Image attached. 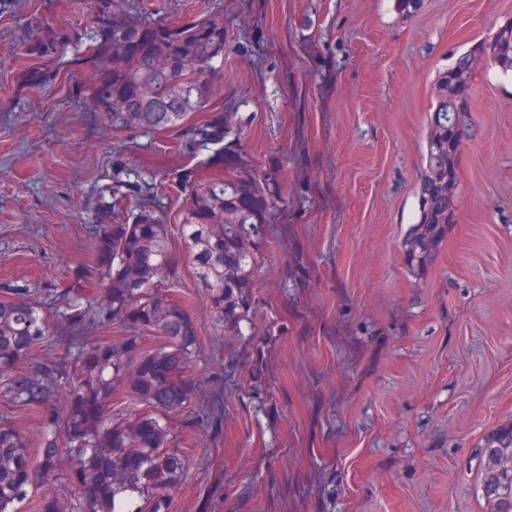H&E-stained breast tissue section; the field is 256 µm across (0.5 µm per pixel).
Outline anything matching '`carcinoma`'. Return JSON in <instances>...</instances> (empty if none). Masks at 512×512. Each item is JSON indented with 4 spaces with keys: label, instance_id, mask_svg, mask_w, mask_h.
Returning <instances> with one entry per match:
<instances>
[{
    "label": "carcinoma",
    "instance_id": "carcinoma-1",
    "mask_svg": "<svg viewBox=\"0 0 512 512\" xmlns=\"http://www.w3.org/2000/svg\"><path fill=\"white\" fill-rule=\"evenodd\" d=\"M114 0H94L96 30L88 52L109 60L87 97L90 110L116 131H164L183 127L186 117L204 109L216 93V63L224 58V14L181 24H147ZM486 61L512 72V22L459 55L433 85L426 150L419 176L418 219L404 248L412 266L432 262L438 242L455 215L459 186L458 154L448 149V128L468 141L473 128L466 112H453L462 87H471L477 64ZM229 116L218 114L199 130L224 138ZM266 205L256 185L217 177L194 191L180 234L200 287L224 327L240 330L250 304L248 288L255 271V244L265 223ZM108 208L90 226L92 278L103 282L95 300L74 310L70 323L79 340L88 329L122 323L130 334L99 336L76 346L69 389L59 392L53 366L10 382L14 403L35 408L47 433L37 455L29 453L18 429L0 425V512H20L30 491L67 467L77 503L45 492L40 512H117V500L134 493L143 501L136 512H168L169 492L187 470L185 456L168 447L170 422L191 412L196 400L212 401L220 387L214 379L188 373L196 355L198 327L188 307L158 288L170 266L167 227L159 195L141 200L126 220ZM162 344L144 350V333ZM51 333L33 303L19 296L0 300V373L28 360ZM154 413L112 422L116 390ZM512 449V429L488 436L479 447L482 496L490 512H512V466L487 457L485 449Z\"/></svg>",
    "mask_w": 512,
    "mask_h": 512
}]
</instances>
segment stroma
<instances>
[{
	"label": "stroma",
	"instance_id": "35a3bbf8",
	"mask_svg": "<svg viewBox=\"0 0 512 512\" xmlns=\"http://www.w3.org/2000/svg\"><path fill=\"white\" fill-rule=\"evenodd\" d=\"M161 23L224 13V65L188 130L119 132L86 105L91 0H0V299L17 290L52 334L35 358L66 390L70 313L90 298L87 228L112 171L161 204L163 289L198 326L194 376L220 380L209 429L171 420L188 469L170 512H488L477 445L512 426V75L479 63L476 137L459 158L455 219L411 268L436 75L512 21V0H126ZM68 32L50 57L31 27ZM230 114L223 140L192 135ZM257 183L267 222L250 309L227 332L179 226L193 185ZM0 375V424L38 444V413Z\"/></svg>",
	"mask_w": 512,
	"mask_h": 512
}]
</instances>
